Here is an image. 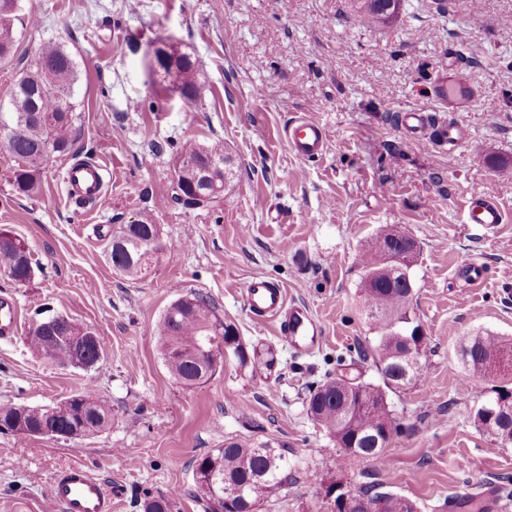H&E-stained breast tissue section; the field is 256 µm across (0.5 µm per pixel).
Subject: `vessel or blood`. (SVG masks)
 Returning <instances> with one entry per match:
<instances>
[{
    "mask_svg": "<svg viewBox=\"0 0 512 512\" xmlns=\"http://www.w3.org/2000/svg\"><path fill=\"white\" fill-rule=\"evenodd\" d=\"M432 98L449 111L474 106L478 90L464 69L449 63L447 71L437 79ZM397 123L411 136L427 137L437 145L456 152L469 141L467 130L451 121H437L427 108L414 107L400 111ZM289 151L296 157L319 158L326 149L327 131L313 117L305 115L293 120L285 131ZM107 169L98 162L78 160L64 177L69 194L80 201L103 207L107 200ZM465 221L491 229L504 223L505 214L495 197L476 195L465 206ZM242 301L250 315L258 321H276L282 341L295 352L306 353L323 341L322 329L304 307L290 304L284 288L270 282L265 275L254 274L242 292ZM49 512H112V498L103 481L84 466L69 467L51 485Z\"/></svg>",
    "mask_w": 512,
    "mask_h": 512,
    "instance_id": "vessel-or-blood-1",
    "label": "vessel or blood"
}]
</instances>
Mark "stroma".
Segmentation results:
<instances>
[{
  "mask_svg": "<svg viewBox=\"0 0 512 512\" xmlns=\"http://www.w3.org/2000/svg\"><path fill=\"white\" fill-rule=\"evenodd\" d=\"M359 0H21L14 47L0 58V104L44 41L64 44L77 63L78 136L54 158L37 195H17L15 161L0 146V227L28 244L38 265L24 285L0 273V297L19 325L0 339V405L55 406L94 388L112 410L110 427L72 441L0 431V512H45L55 475L81 463L111 486L113 512H142L165 497L172 512H205L197 458L230 437L269 443L295 477L259 512H315L323 487L340 477L448 512V499L477 486H512V444L477 427L474 414L495 379L471 380L456 354L479 331L512 337V297L499 273L512 268V0H403L387 24L364 26ZM164 39L198 73L192 107L175 77L152 74L148 44ZM482 49L467 72L477 104L448 120L465 125L468 146L448 154L396 126L395 112L439 108L432 81L449 57ZM301 113L327 129L325 153L292 155L283 130ZM222 141L236 177L223 198L188 210L172 198L175 163L189 141ZM110 171L105 207L70 199L63 175L72 157ZM497 197L505 224L464 221L466 201ZM152 214L164 251L150 274L130 280L106 257L108 232ZM418 244L410 270L413 309L426 336L424 382L390 394L402 430L384 465L326 455L332 441L308 417L306 383L375 331L362 311L359 256L383 225ZM256 273L306 306L324 332L306 355L292 352L271 321L241 300ZM207 294L246 345L272 346L270 375L227 357L205 384L168 373L156 327L190 292ZM69 316L101 337L90 370L59 367L25 344L45 311Z\"/></svg>",
  "mask_w": 512,
  "mask_h": 512,
  "instance_id": "obj_1",
  "label": "stroma"
}]
</instances>
